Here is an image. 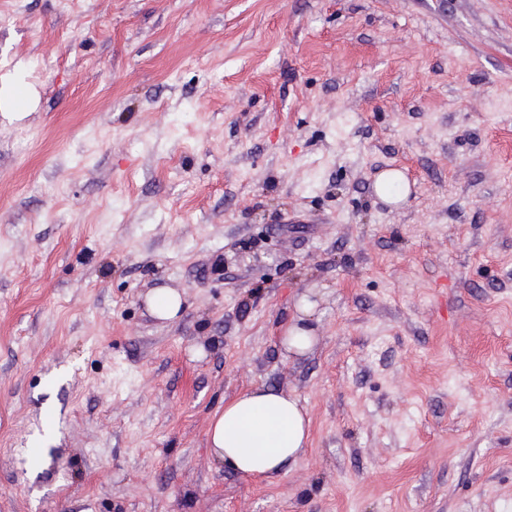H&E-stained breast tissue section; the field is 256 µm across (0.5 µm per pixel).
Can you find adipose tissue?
<instances>
[{
    "mask_svg": "<svg viewBox=\"0 0 512 512\" xmlns=\"http://www.w3.org/2000/svg\"><path fill=\"white\" fill-rule=\"evenodd\" d=\"M295 308L297 315L284 329L281 344L302 356L317 342L312 324L316 303L304 296ZM310 429L308 411L298 397L257 386L213 416L207 443L220 463L245 476L266 478L304 454Z\"/></svg>",
    "mask_w": 512,
    "mask_h": 512,
    "instance_id": "1",
    "label": "adipose tissue"
}]
</instances>
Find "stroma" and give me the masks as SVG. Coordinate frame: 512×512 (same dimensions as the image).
Wrapping results in <instances>:
<instances>
[{
    "label": "stroma",
    "instance_id": "35a3bbf8",
    "mask_svg": "<svg viewBox=\"0 0 512 512\" xmlns=\"http://www.w3.org/2000/svg\"><path fill=\"white\" fill-rule=\"evenodd\" d=\"M15 76L0 512H512V0H0ZM260 385L262 480L206 441ZM395 185L401 186V193L391 192V188ZM374 189L376 195L389 205L405 204L410 192L403 172L398 169H386L380 172L376 177ZM146 304L154 317L161 321H170L179 315L183 301L178 291L157 288L146 296ZM316 301L302 296L295 304L297 316L283 331L281 344L288 353L305 355L312 350L317 342L316 328L311 324ZM311 420L294 395L257 386L224 404L207 431L211 454L237 473L266 478L305 453Z\"/></svg>",
    "mask_w": 512,
    "mask_h": 512
}]
</instances>
